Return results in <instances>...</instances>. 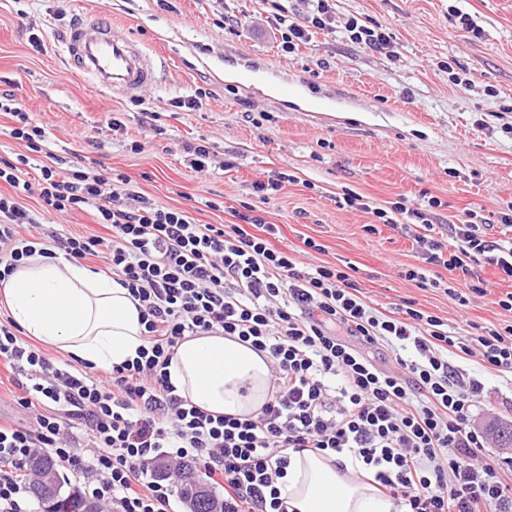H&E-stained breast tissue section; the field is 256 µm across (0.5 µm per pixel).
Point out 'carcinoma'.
<instances>
[{
	"mask_svg": "<svg viewBox=\"0 0 512 512\" xmlns=\"http://www.w3.org/2000/svg\"><path fill=\"white\" fill-rule=\"evenodd\" d=\"M28 470L34 474V479L28 486L29 493L40 512H88L92 506L78 491L65 488L67 481L48 457H34ZM179 493L186 501L191 498L200 500L199 512H220V498L205 483L192 488L181 485Z\"/></svg>",
	"mask_w": 512,
	"mask_h": 512,
	"instance_id": "carcinoma-1",
	"label": "carcinoma"
}]
</instances>
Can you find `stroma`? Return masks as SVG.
<instances>
[{
  "label": "stroma",
  "instance_id": "stroma-1",
  "mask_svg": "<svg viewBox=\"0 0 512 512\" xmlns=\"http://www.w3.org/2000/svg\"><path fill=\"white\" fill-rule=\"evenodd\" d=\"M98 9L156 60L144 106L95 92L62 53L71 24ZM462 14L475 32L462 27ZM351 18L388 32L389 51L346 39ZM33 34L42 51L30 45ZM246 70L252 82L241 81ZM286 84L295 99L281 97ZM198 89V107H173ZM0 90L44 126L58 172L79 161L93 175L122 174L151 202L224 225L253 202V181L282 172L287 181L262 206L266 222L310 263L353 266L372 307L410 299L459 336L512 322L497 303L512 285L492 267L479 270L489 295L462 306L404 279L425 264L413 233L365 230L372 209L404 197L430 209L433 223L467 214L499 237L502 216L512 215V0H336L332 31L292 53L278 43L266 0H0ZM148 110L159 113L163 135L149 129ZM198 142L210 150L204 174L183 150ZM349 194L365 209L348 206ZM432 198L440 207L429 208ZM308 237L317 250H306ZM449 361L485 379L488 411L478 426L512 424V376L484 372L462 354Z\"/></svg>",
  "mask_w": 512,
  "mask_h": 512
}]
</instances>
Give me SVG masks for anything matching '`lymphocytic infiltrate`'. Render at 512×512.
Masks as SVG:
<instances>
[{
    "label": "lymphocytic infiltrate",
    "instance_id": "f902f5d3",
    "mask_svg": "<svg viewBox=\"0 0 512 512\" xmlns=\"http://www.w3.org/2000/svg\"><path fill=\"white\" fill-rule=\"evenodd\" d=\"M271 2L286 28L284 51L331 27L335 0H311L301 25L287 23L282 0ZM2 111L16 120L13 138L45 153V129L13 94H0ZM0 183L10 187L0 192V282L23 258L53 247L77 261L96 257L140 302L145 325L137 358L94 373L50 362L13 321H0V365L26 377L16 396L23 419L0 424V512H31L20 473L42 454L81 478V495L104 512H174L176 477L160 479L151 469L161 458L176 469L203 466L224 491V512H288L277 482L292 450L354 457L399 512H512V481L502 476L512 459L487 455L490 440L476 425L485 385L448 360L458 351L486 370L512 373V324L458 336L412 300L379 311L345 269L305 267L276 247L280 230L256 205L236 211L235 224H200L187 211L147 201L125 176L91 177L78 164L63 175L41 165L32 184L5 160ZM33 192L48 212L92 209L103 234L23 236L38 220L18 198ZM372 214L424 228L418 241L427 265L444 268L451 281L406 270L417 287L444 288L467 305L487 293L479 263L512 283V236L490 239L462 218L443 240L422 209L402 201ZM213 332L267 353L272 393L257 415L207 413L171 383L178 343ZM353 336L385 343L392 368L351 345Z\"/></svg>",
    "mask_w": 512,
    "mask_h": 512
}]
</instances>
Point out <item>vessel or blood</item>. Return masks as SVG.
<instances>
[{
	"mask_svg": "<svg viewBox=\"0 0 512 512\" xmlns=\"http://www.w3.org/2000/svg\"><path fill=\"white\" fill-rule=\"evenodd\" d=\"M64 50L96 90L133 96L155 81L154 59L145 44L103 13L81 17L66 33Z\"/></svg>",
	"mask_w": 512,
	"mask_h": 512,
	"instance_id": "obj_1",
	"label": "vessel or blood"
}]
</instances>
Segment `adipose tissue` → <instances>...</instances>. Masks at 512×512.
Here are the masks:
<instances>
[{
    "label": "adipose tissue",
    "mask_w": 512,
    "mask_h": 512,
    "mask_svg": "<svg viewBox=\"0 0 512 512\" xmlns=\"http://www.w3.org/2000/svg\"><path fill=\"white\" fill-rule=\"evenodd\" d=\"M0 294L25 335L93 368L133 360L145 345L138 301L115 279L80 263L25 258L0 284ZM168 370L178 394L211 414L251 416L270 398L268 358L229 336L185 337ZM357 467L348 456L337 462L310 451L291 454L278 481L288 512H393Z\"/></svg>",
    "instance_id": "1"
}]
</instances>
